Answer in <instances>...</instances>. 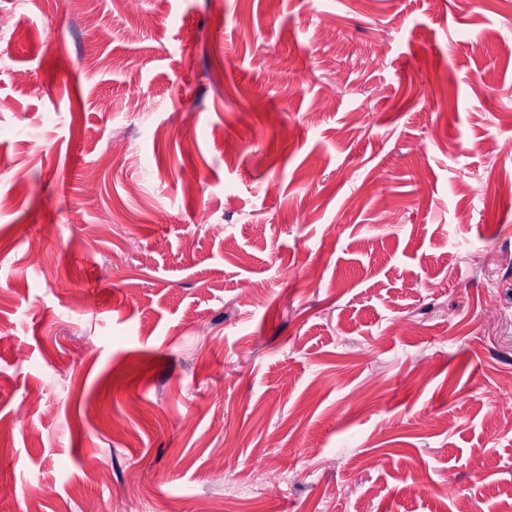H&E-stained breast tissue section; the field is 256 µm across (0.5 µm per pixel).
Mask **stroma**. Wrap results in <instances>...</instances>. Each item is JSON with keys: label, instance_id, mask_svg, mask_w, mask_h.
I'll use <instances>...</instances> for the list:
<instances>
[{"label": "stroma", "instance_id": "35a3bbf8", "mask_svg": "<svg viewBox=\"0 0 512 512\" xmlns=\"http://www.w3.org/2000/svg\"><path fill=\"white\" fill-rule=\"evenodd\" d=\"M0 12V512L512 503V0Z\"/></svg>", "mask_w": 512, "mask_h": 512}]
</instances>
